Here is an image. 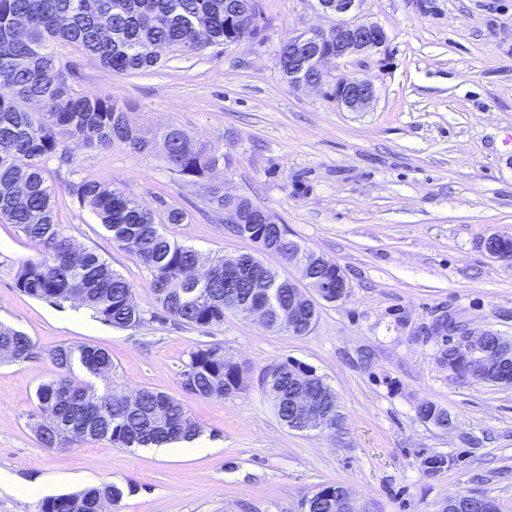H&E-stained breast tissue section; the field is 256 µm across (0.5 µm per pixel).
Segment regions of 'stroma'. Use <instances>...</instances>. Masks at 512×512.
<instances>
[{
	"label": "stroma",
	"instance_id": "stroma-1",
	"mask_svg": "<svg viewBox=\"0 0 512 512\" xmlns=\"http://www.w3.org/2000/svg\"><path fill=\"white\" fill-rule=\"evenodd\" d=\"M261 3L258 36L166 50L151 69L110 74L66 52L74 87L112 100L146 135L173 124L224 154L207 178L187 183L157 151L77 147V175L157 214L185 211L187 223L165 230L205 262L256 252L216 220L210 189L222 186L266 209L302 248L336 261L347 298L322 303L303 336L231 312L213 328L156 320L149 271L68 194L57 161H44L55 222L134 284L147 321L119 329L76 303L21 293L14 272L38 251L0 221V324L36 345L29 361L0 362V471L12 478L0 485V512H38L46 498L102 483L125 491L107 512H305V499L332 483L369 512H437L460 493L512 512V387L444 369L442 339L431 333L445 312L473 332L512 339V260L482 246L489 235L512 236V0H365L387 43L336 71L373 79L376 99L363 112L323 89L290 86L280 70L281 43L329 27L331 17L313 0ZM205 344L246 368L245 391L212 400L184 393L180 372ZM60 345L112 357L111 380L77 366L75 382L181 398L200 429L192 450L94 439L43 447L27 415L38 386L56 375L47 354ZM288 359L335 390L344 416L337 431H295L279 419L260 379ZM427 401L447 409L448 428L418 418ZM433 455L456 463L427 471ZM20 485L35 495L17 493Z\"/></svg>",
	"mask_w": 512,
	"mask_h": 512
}]
</instances>
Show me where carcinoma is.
Segmentation results:
<instances>
[{
    "label": "carcinoma",
    "instance_id": "cac0c4a2",
    "mask_svg": "<svg viewBox=\"0 0 512 512\" xmlns=\"http://www.w3.org/2000/svg\"><path fill=\"white\" fill-rule=\"evenodd\" d=\"M255 34L247 0H0V220L14 225L38 249L35 260L22 262L14 285L20 292L49 302L71 301L117 328H136L146 321L134 302V285L90 248L77 247L54 222V188L41 160L73 163L71 146L108 149L116 144L144 152L162 147V158L185 182L204 179L224 154L201 140L190 139L175 125L148 139L128 123L111 100L76 90L63 51L73 49L95 59L109 73L125 74L160 63L156 50L201 51ZM69 194L99 218L113 242L151 274L150 287L164 316L192 327L224 325V314L260 284L235 281L224 259L210 261L197 273L200 255L159 229L155 211L97 181L67 183ZM246 237L260 249L288 260L291 240L286 229L252 224ZM274 305L264 327L280 329L288 310V282L266 283ZM35 344L24 333L0 324V360L33 358ZM56 378L37 388L28 425L43 446L63 447L89 437L119 448H151L192 441L200 430L182 402L142 389L136 403L118 389L102 394L90 383L72 380L78 363L99 377L112 372L110 354L93 346H58L49 352ZM441 366L501 386L512 385V367H495L479 355L464 357L448 344ZM307 382L321 395V406L334 424L342 423L335 390L313 370L288 360L272 365L261 385L278 417L293 416L291 395ZM185 392L202 399H223L245 387L243 368L220 345H206L189 355L181 371ZM418 417L436 426L449 424L448 411L434 403L416 408ZM337 484L320 488L306 500L307 512H357L336 507ZM120 487L108 483L77 493L44 499L39 512H71L74 501L91 510L96 501L122 499Z\"/></svg>",
    "mask_w": 512,
    "mask_h": 512
}]
</instances>
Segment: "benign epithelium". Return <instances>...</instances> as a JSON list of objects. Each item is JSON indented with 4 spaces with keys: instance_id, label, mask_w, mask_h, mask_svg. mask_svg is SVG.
<instances>
[{
    "instance_id": "1",
    "label": "benign epithelium",
    "mask_w": 512,
    "mask_h": 512,
    "mask_svg": "<svg viewBox=\"0 0 512 512\" xmlns=\"http://www.w3.org/2000/svg\"><path fill=\"white\" fill-rule=\"evenodd\" d=\"M321 9L335 16V22L327 30L302 31L288 38V83L296 88H319L328 84L330 73L324 64L329 61L341 65L347 60L377 52L385 46L387 33L378 23L368 20L362 14L364 0H317ZM332 97L336 103L352 112L367 110L375 99L373 81L367 77L348 79L336 78L332 84ZM245 223L243 212L230 205H224V230L234 236L242 237L239 225ZM320 255L305 249L294 250L292 263L297 265L307 280L306 287L320 296L324 289L331 287L326 281H319L312 275ZM293 289L292 299L288 303V313L281 320L286 332H293L305 313L311 309L312 297L296 282L288 281ZM489 333L465 336L462 345L467 353L489 356L492 349L488 346ZM299 427L302 431H332L334 427L327 416L319 409L315 398L309 393L296 396Z\"/></svg>"
}]
</instances>
